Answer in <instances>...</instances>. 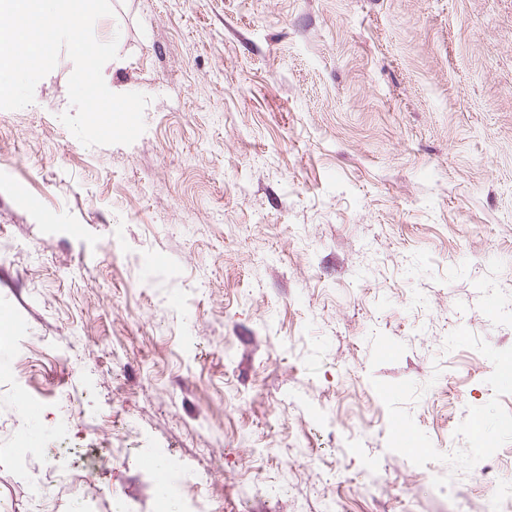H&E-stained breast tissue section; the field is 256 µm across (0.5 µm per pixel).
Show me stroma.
<instances>
[{
	"mask_svg": "<svg viewBox=\"0 0 512 512\" xmlns=\"http://www.w3.org/2000/svg\"><path fill=\"white\" fill-rule=\"evenodd\" d=\"M111 5L133 144L60 122L64 53L0 110V512H155L158 453L217 512H488L512 0Z\"/></svg>",
	"mask_w": 512,
	"mask_h": 512,
	"instance_id": "stroma-1",
	"label": "stroma"
}]
</instances>
